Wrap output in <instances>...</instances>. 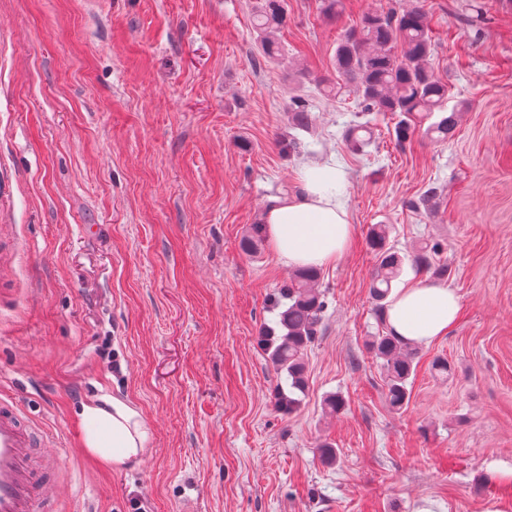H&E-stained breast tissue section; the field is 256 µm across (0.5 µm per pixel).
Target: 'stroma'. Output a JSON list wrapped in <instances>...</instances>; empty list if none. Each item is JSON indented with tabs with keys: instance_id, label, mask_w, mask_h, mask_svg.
Segmentation results:
<instances>
[{
	"instance_id": "35a3bbf8",
	"label": "stroma",
	"mask_w": 512,
	"mask_h": 512,
	"mask_svg": "<svg viewBox=\"0 0 512 512\" xmlns=\"http://www.w3.org/2000/svg\"><path fill=\"white\" fill-rule=\"evenodd\" d=\"M468 2L420 0L457 134L434 142L425 118L400 146L394 119L329 87L339 38L411 0H285L273 57L255 0H0V390L59 464L46 512H512V0H480L476 25ZM308 160L344 172L355 245L321 270L323 331L288 415L259 336L293 270L241 240ZM375 224L402 253L440 243L461 301L398 412L365 346ZM101 394L150 424L139 463L82 448L81 404Z\"/></svg>"
}]
</instances>
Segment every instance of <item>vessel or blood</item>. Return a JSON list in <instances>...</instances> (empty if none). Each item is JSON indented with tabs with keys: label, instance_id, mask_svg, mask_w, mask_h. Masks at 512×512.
<instances>
[{
	"label": "vessel or blood",
	"instance_id": "b4317fda",
	"mask_svg": "<svg viewBox=\"0 0 512 512\" xmlns=\"http://www.w3.org/2000/svg\"><path fill=\"white\" fill-rule=\"evenodd\" d=\"M37 425L14 398L0 394V512H40L46 476L34 462Z\"/></svg>",
	"mask_w": 512,
	"mask_h": 512
}]
</instances>
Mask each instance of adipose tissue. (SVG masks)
I'll return each instance as SVG.
<instances>
[{
	"mask_svg": "<svg viewBox=\"0 0 512 512\" xmlns=\"http://www.w3.org/2000/svg\"><path fill=\"white\" fill-rule=\"evenodd\" d=\"M345 174L325 161L300 167L293 193L273 199L262 222L278 259L290 267L336 263L352 246L354 227L340 199ZM461 310L454 290L419 281L396 289L389 303L390 329L412 344L447 335ZM82 446L102 465L121 467L146 453L152 429L126 398L102 395L84 403Z\"/></svg>",
	"mask_w": 512,
	"mask_h": 512,
	"instance_id": "adipose-tissue-1",
	"label": "adipose tissue"
}]
</instances>
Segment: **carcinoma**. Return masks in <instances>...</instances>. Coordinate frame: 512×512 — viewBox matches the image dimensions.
Returning a JSON list of instances; mask_svg holds the SVG:
<instances>
[{
  "label": "carcinoma",
  "instance_id": "carcinoma-1",
  "mask_svg": "<svg viewBox=\"0 0 512 512\" xmlns=\"http://www.w3.org/2000/svg\"><path fill=\"white\" fill-rule=\"evenodd\" d=\"M284 0H258L254 28L265 55L275 53L273 34L284 18ZM432 36L422 8L415 5L397 15H367L358 31L350 30L336 48V71L353 87L364 112H390L398 121L396 141L409 139L416 131L421 112L443 116L426 130L437 142L455 137L457 109H448V87L436 75L431 63ZM264 238L262 225L254 224L241 242L250 253ZM369 244L374 252L375 274L371 285L374 314L386 324L387 298L392 282L408 263L418 273L441 279L447 269L437 263V243H427L412 254L402 255L386 244L385 230L371 228ZM320 271L300 268L294 277L277 288L272 308L277 310L273 325L264 327V350L277 374L283 378L275 390V406L291 414L306 394L307 371L304 355L320 337L326 295L315 288ZM369 349L379 363L385 382V398L395 411L409 401L408 385L416 373L417 351L388 328L371 337Z\"/></svg>",
  "mask_w": 512,
  "mask_h": 512
}]
</instances>
